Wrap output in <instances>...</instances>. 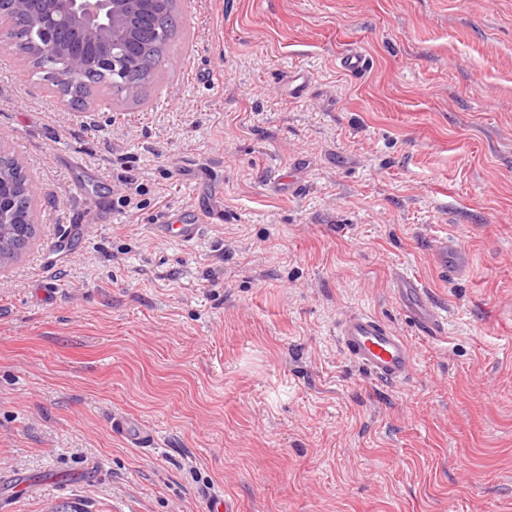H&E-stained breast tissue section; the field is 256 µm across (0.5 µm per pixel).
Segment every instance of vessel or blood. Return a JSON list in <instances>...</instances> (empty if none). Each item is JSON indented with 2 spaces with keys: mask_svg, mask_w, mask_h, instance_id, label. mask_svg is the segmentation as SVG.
<instances>
[{
  "mask_svg": "<svg viewBox=\"0 0 512 512\" xmlns=\"http://www.w3.org/2000/svg\"><path fill=\"white\" fill-rule=\"evenodd\" d=\"M156 230L190 243L200 236L202 227L167 223L157 225ZM395 292L404 315L421 334L438 343L446 342L443 318L421 280L402 275L396 281ZM337 342L351 360L383 384L402 385L414 372L413 350L407 338L372 314L358 312L345 317L337 328ZM112 430L139 448L153 447L158 439L155 430L126 414L113 416Z\"/></svg>",
  "mask_w": 512,
  "mask_h": 512,
  "instance_id": "b4317fda",
  "label": "vessel or blood"
}]
</instances>
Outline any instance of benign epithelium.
Masks as SVG:
<instances>
[{"mask_svg": "<svg viewBox=\"0 0 512 512\" xmlns=\"http://www.w3.org/2000/svg\"><path fill=\"white\" fill-rule=\"evenodd\" d=\"M176 0H0V45L15 50L19 63L50 64L49 80L60 100L99 73L110 79L112 97H128L139 86L134 75L151 48L168 44L160 23L175 13ZM21 162L0 147V247L10 248L11 225L21 215L36 223L32 186Z\"/></svg>", "mask_w": 512, "mask_h": 512, "instance_id": "obj_1", "label": "benign epithelium"}]
</instances>
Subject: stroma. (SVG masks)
<instances>
[{"instance_id":"35a3bbf8","label":"stroma","mask_w":512,"mask_h":512,"mask_svg":"<svg viewBox=\"0 0 512 512\" xmlns=\"http://www.w3.org/2000/svg\"><path fill=\"white\" fill-rule=\"evenodd\" d=\"M177 7L151 82L96 93L91 123L0 47V146L39 202L0 274V512H206L218 489L239 512H512V0ZM202 204L224 221L193 244L153 232ZM358 311L407 336L403 386L337 346ZM395 292L404 315L421 334L435 342L448 343L443 317L421 280L402 275L396 281ZM112 431L137 448H153L158 439L155 430L127 414L112 416Z\"/></svg>"}]
</instances>
